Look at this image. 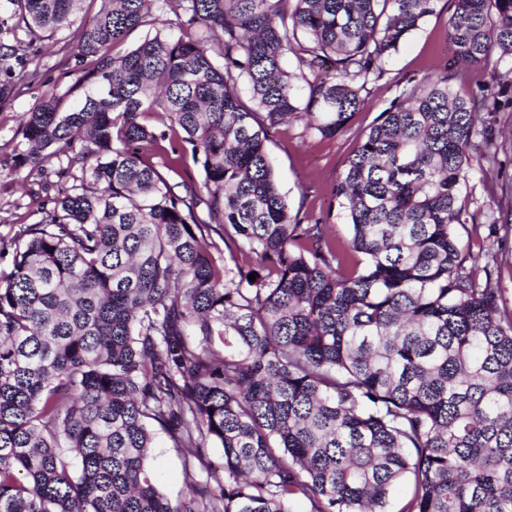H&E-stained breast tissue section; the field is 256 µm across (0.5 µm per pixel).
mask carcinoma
<instances>
[{
  "mask_svg": "<svg viewBox=\"0 0 512 512\" xmlns=\"http://www.w3.org/2000/svg\"><path fill=\"white\" fill-rule=\"evenodd\" d=\"M83 2L9 0L0 44V107L39 35L79 66L67 107L20 116L17 163L72 185L0 270V512H386L404 481L400 512H512V317L457 233L469 148L504 150L478 123L512 109V0H453V57L336 178L345 242L292 214L267 132L342 133L437 0H92L78 26ZM493 57L491 93L453 92ZM188 146L181 196L145 154ZM155 426L191 449L175 502Z\"/></svg>",
  "mask_w": 512,
  "mask_h": 512,
  "instance_id": "obj_1",
  "label": "carcinoma"
}]
</instances>
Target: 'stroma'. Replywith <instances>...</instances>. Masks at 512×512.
<instances>
[{
  "mask_svg": "<svg viewBox=\"0 0 512 512\" xmlns=\"http://www.w3.org/2000/svg\"><path fill=\"white\" fill-rule=\"evenodd\" d=\"M452 0H437L435 12L422 27L408 36L392 54L386 72L369 84L364 106L355 113L349 127L330 139L303 131L302 124L282 125L268 134L266 147L279 188L293 213L302 223L329 218L336 238L349 237V227L339 209L331 208V190L342 173L357 140L374 123L379 113L404 92L408 81L422 77L443 64L451 55L447 40ZM40 81L23 85L10 106L0 109V237L10 238L23 224L37 223L48 200L61 196L71 182L54 174H42L14 161L18 141V117L30 111L46 91L64 95L75 80V61L43 55ZM462 197L476 224L458 226L463 245L472 252H495L498 265L492 278L500 290V309L512 313V223H492V216L512 206V149L500 154L497 165L485 163L478 149L470 151V166ZM183 449L173 447L165 432H157L154 448V479L170 499L187 491Z\"/></svg>",
  "mask_w": 512,
  "mask_h": 512,
  "instance_id": "1",
  "label": "stroma"
}]
</instances>
